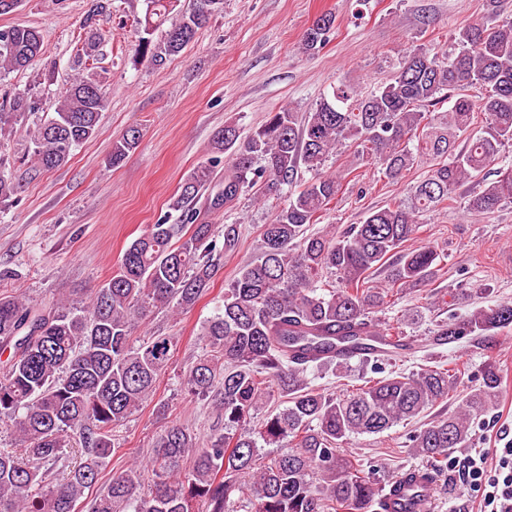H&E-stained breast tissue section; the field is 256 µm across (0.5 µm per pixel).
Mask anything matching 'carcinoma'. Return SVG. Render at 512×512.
Returning a JSON list of instances; mask_svg holds the SVG:
<instances>
[{
	"mask_svg": "<svg viewBox=\"0 0 512 512\" xmlns=\"http://www.w3.org/2000/svg\"><path fill=\"white\" fill-rule=\"evenodd\" d=\"M176 2L147 0L135 45L139 58L163 64L224 11V0H196L188 13L175 12ZM486 3L494 22L458 28L452 56L409 50L377 87L341 83L311 111L271 112L245 137L236 120H226L208 157L186 176L164 215L126 248L88 304L41 305L0 294V350L9 352L0 370V423L25 443L20 453L0 448V512H76L115 450L112 430L153 400L179 339L158 334L135 346L136 321L158 305L193 307L213 287L221 258L241 241L236 223L220 229L197 223L191 204L201 192L218 187L212 208L230 209L259 182L263 195L283 194L303 170L310 177L263 225L258 254L224 288L223 303L202 326L203 353L186 386L218 404L217 424L202 438L184 426L168 428L152 446L149 467L157 481L151 492L137 494L145 469L132 463L112 474L89 512H233V497L246 490L254 512H373L384 489L343 454L353 438L418 422L408 447L427 460L433 475L449 449L466 447L495 403L498 378L490 370L462 407L429 422L424 414L464 383V373L445 361L406 374L387 373L367 357L379 377L342 394L308 385L307 375L348 367L321 356L335 347L336 335L356 344L382 333L405 338L398 327H379L370 314L389 303L391 287L413 286L441 271L437 247L405 248L420 229L419 215L452 200L472 179L481 189L467 200V211L491 213L512 202V166L486 177L502 148L512 145V17L500 15L499 0ZM334 25L330 13L317 17L305 32L303 52L325 45ZM41 46L32 27L0 28V75L31 66ZM473 85L482 88L476 99L466 94ZM106 100L103 77L76 72L54 112L35 124L23 162L36 172L66 163L96 136ZM450 100V109L440 111ZM39 105L29 93L1 97L0 137ZM478 118L480 134L473 135ZM461 138L468 144L459 150ZM140 140L139 129H129L113 143L110 165L122 163ZM345 145L390 180L420 158L432 168L409 198L358 224L314 230L347 176L325 170ZM220 168L224 179L218 181ZM383 271L388 287L371 286ZM511 326L512 302H501L437 325L433 342L487 338ZM299 351L319 357L304 362ZM276 397L285 406L254 420L260 405ZM263 446L284 452L265 462ZM64 448L78 449L80 462L57 479L53 468Z\"/></svg>",
	"mask_w": 512,
	"mask_h": 512,
	"instance_id": "cac0c4a2",
	"label": "carcinoma"
}]
</instances>
